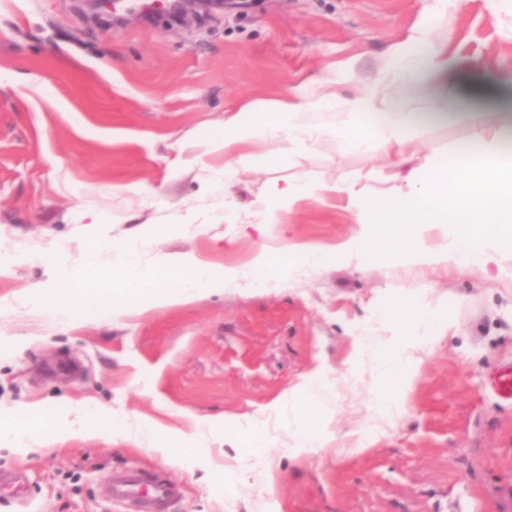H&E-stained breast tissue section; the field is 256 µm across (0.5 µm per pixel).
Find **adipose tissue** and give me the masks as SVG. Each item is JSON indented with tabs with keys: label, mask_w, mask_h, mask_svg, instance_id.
<instances>
[{
	"label": "adipose tissue",
	"mask_w": 512,
	"mask_h": 512,
	"mask_svg": "<svg viewBox=\"0 0 512 512\" xmlns=\"http://www.w3.org/2000/svg\"><path fill=\"white\" fill-rule=\"evenodd\" d=\"M459 68V62L448 55L407 49L395 54L386 79L411 87L427 73L455 72ZM376 97V92L371 91L349 100L351 122L346 129L337 131L336 139L346 146L375 140L387 158L401 157L403 142L396 129L415 123L417 117L411 112L376 113ZM329 102L326 95H296L254 109L245 121L236 115L229 117L213 145L229 150L262 137H314V130L295 124L293 118L302 112L324 110ZM498 155V143L480 134L470 152L452 159L432 157L420 175L407 171V190L365 196L353 187H345V194L356 203L363 224L369 228L367 234L351 240V249L367 255L378 251L413 254L417 251L419 226L439 224L448 228L449 261L462 271L485 266L491 247H512V161H501ZM117 254V262L107 267L88 258L77 292L43 289L39 294L41 306L54 313H68L76 308L90 319L99 318L105 308L119 316L133 305L149 309L187 304L202 298L216 284H234L243 279L263 283L275 263L320 265L325 261L316 252L293 250L276 261L262 252L250 267L242 269L214 267L195 256L175 254L154 275L145 276L136 269L132 245L120 247ZM384 318L393 329L390 343L404 353L411 348H431L433 337L419 335V327L447 321L448 316L441 311L422 309L403 298L396 301ZM326 385L325 376L308 379L274 406L275 413L293 427L294 454H305L324 445L317 392Z\"/></svg>",
	"instance_id": "adipose-tissue-1"
}]
</instances>
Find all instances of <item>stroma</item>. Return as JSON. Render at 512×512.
I'll use <instances>...</instances> for the list:
<instances>
[{"label":"stroma","instance_id":"35a3bbf8","mask_svg":"<svg viewBox=\"0 0 512 512\" xmlns=\"http://www.w3.org/2000/svg\"><path fill=\"white\" fill-rule=\"evenodd\" d=\"M115 8L126 22L106 30L89 26L79 0H0V339L10 350L0 356V473L26 476L23 498L0 495V512H134L110 495L126 469L177 484L169 512H512V404L489 386L512 361V248L462 272L445 258L447 230L424 226V260L351 252L365 227L329 191L393 186L376 144L343 148L335 131L347 99L414 39L466 69L389 88L385 111L423 115L406 132L413 165L462 152L470 112L512 113V85L488 79L512 75V12L492 14L486 0H250L180 27L126 0ZM294 92L334 94L328 110L297 116L328 135L236 145V180L214 186L227 154L210 141L225 118ZM456 96L463 114L436 118ZM274 181L308 193L275 204ZM268 208L278 223H263ZM126 241L145 270L179 253L216 267L292 248L334 260L116 318L38 305L90 249L106 267L108 244ZM402 296L452 325L422 327L434 344L403 355L413 370L399 391L405 411L379 421L377 367L394 354L382 314ZM364 323L367 339L356 333ZM63 358L76 371H55ZM319 371L333 384L319 399L327 442L295 457L271 406ZM103 409L127 436L98 434ZM38 410L52 420L17 445L15 416ZM252 421L267 442L259 454L228 429ZM146 422L188 449H157L138 435Z\"/></svg>","mask_w":512,"mask_h":512}]
</instances>
